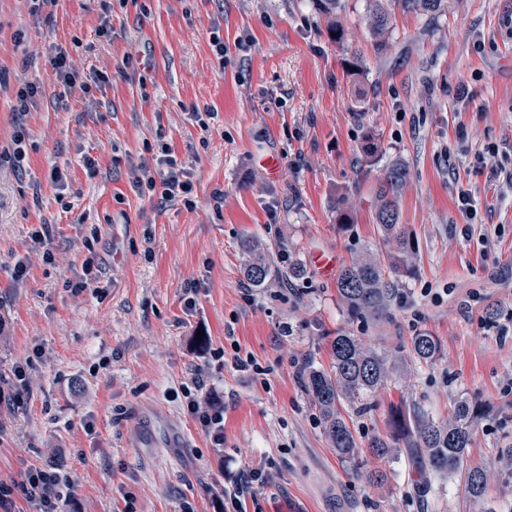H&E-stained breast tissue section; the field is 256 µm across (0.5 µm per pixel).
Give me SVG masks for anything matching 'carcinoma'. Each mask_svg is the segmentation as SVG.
<instances>
[{
  "label": "carcinoma",
  "instance_id": "obj_1",
  "mask_svg": "<svg viewBox=\"0 0 512 512\" xmlns=\"http://www.w3.org/2000/svg\"><path fill=\"white\" fill-rule=\"evenodd\" d=\"M325 16H336L345 11V0H313ZM407 11L434 14L442 0H391ZM389 13L382 0L370 15V29L382 37L389 29ZM408 168L393 162L384 169L383 178L375 190V219L378 234L385 247L382 253H366L344 266L336 277L339 301L350 318L361 321L388 320L394 303L404 297L403 278L411 276L416 268V249L413 237L405 224L399 223V195L407 184ZM247 256L246 280L261 288L270 279L283 272L267 258L265 248L251 239L242 244ZM333 364L330 370L303 365L300 380L318 406L330 446L344 459L356 460L362 447L349 427L339 405L346 401L357 413L365 415L374 408L372 397L384 387L395 366V360L379 352L364 341L340 331L332 342ZM439 354L435 337L419 333L411 338L409 355L419 363H433ZM485 407L476 401L461 400L446 419H436L416 408L388 411L392 434L374 435L368 441L369 453L380 459H391L406 447L412 463L425 473L437 477L460 475L464 490L477 503H484L489 474L481 467L465 466V452L469 447L473 426L484 416Z\"/></svg>",
  "mask_w": 512,
  "mask_h": 512
}]
</instances>
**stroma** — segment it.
Masks as SVG:
<instances>
[{
	"instance_id": "stroma-1",
	"label": "stroma",
	"mask_w": 512,
	"mask_h": 512,
	"mask_svg": "<svg viewBox=\"0 0 512 512\" xmlns=\"http://www.w3.org/2000/svg\"><path fill=\"white\" fill-rule=\"evenodd\" d=\"M372 3L346 0L337 41L312 0H0V389L19 363L31 387L0 416L1 482L56 458L67 512H224L254 470L241 512H480L460 478L423 491L403 455L362 454L389 476L368 485L299 379L303 363L330 368L337 331L390 355L426 331L437 360L400 363L353 433H386L394 405L444 418L482 402L467 462L490 474L487 507L512 512L497 467L512 445V0L393 7L382 44ZM61 51L74 84L54 76ZM164 143L192 206L136 188ZM393 161L410 170L399 210L416 272L391 320L363 324L314 258L381 252L373 191ZM249 237L304 274L249 285ZM199 367L224 411L220 448L186 410Z\"/></svg>"
}]
</instances>
